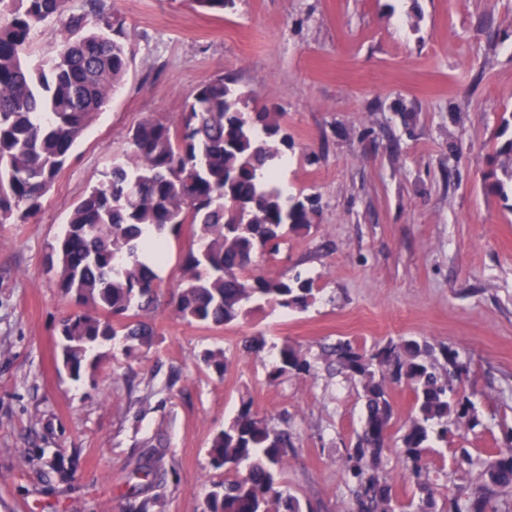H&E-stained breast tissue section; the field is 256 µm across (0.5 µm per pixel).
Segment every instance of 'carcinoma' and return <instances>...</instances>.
Wrapping results in <instances>:
<instances>
[{
  "label": "carcinoma",
  "instance_id": "cac0c4a2",
  "mask_svg": "<svg viewBox=\"0 0 512 512\" xmlns=\"http://www.w3.org/2000/svg\"><path fill=\"white\" fill-rule=\"evenodd\" d=\"M68 0H0V223H25L42 207L75 143L108 104L126 77L134 46L125 21L105 0H87L70 13ZM222 14L236 0H194ZM55 19V50L34 61L32 35ZM246 95L230 79L200 85L174 118L148 119L129 135L130 152L72 207L64 232L52 246L57 285L82 309L60 322L59 360L73 381L101 362L100 349L122 341L134 358L152 344L145 321L128 322L156 301L161 279L140 254L164 257L163 238L193 228L198 247L184 254L179 289L171 304L188 323L221 328L255 310L277 306L304 310L314 298V280L298 272L288 278L257 272L260 259L274 257L288 233L310 229L313 198L286 197L258 171L281 156L288 134L280 112H249ZM321 357L361 386L366 416L344 471L350 483L349 512H435V487L428 451L448 438V427L472 431L482 425L465 389L468 363L450 347L400 337L371 349L339 340ZM206 367L224 374L221 347L202 355ZM314 361L283 343L267 371L276 382L314 372ZM411 388L415 413L401 447L385 440L393 417L386 382ZM507 447L482 461L458 448V471L481 468V492L448 499V512H499L500 496L512 489V437ZM293 447L288 431L259 415L248 400L214 435L209 464L224 470L211 485L203 512H304L306 505L281 487ZM413 482L418 499L403 503L390 483L391 459Z\"/></svg>",
  "mask_w": 512,
  "mask_h": 512
}]
</instances>
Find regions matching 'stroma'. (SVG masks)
Returning <instances> with one entry per match:
<instances>
[{"mask_svg":"<svg viewBox=\"0 0 512 512\" xmlns=\"http://www.w3.org/2000/svg\"><path fill=\"white\" fill-rule=\"evenodd\" d=\"M135 43L128 74L76 144L40 211L0 224V512H202L222 472L207 449L244 398L289 428L284 489L312 512H349L342 464L363 424L359 384L319 364L269 382L282 343L398 336L442 342L470 363L467 389L489 429L451 434L428 456L438 512L475 491L458 446L502 447L512 428V207L489 184L512 138V0H237L214 15L194 0H106ZM234 80L251 107L282 113L280 183L314 196L310 230L260 269L303 273L315 301L273 306L223 328L174 313L190 231L167 236L154 342L135 361L108 345L91 379L58 371L60 293L50 246L73 204L130 150L129 131L182 112L200 84ZM262 335L266 345L244 353ZM223 348L224 374L204 349ZM160 481L134 490V471Z\"/></svg>","mask_w":512,"mask_h":512,"instance_id":"stroma-1","label":"stroma"}]
</instances>
